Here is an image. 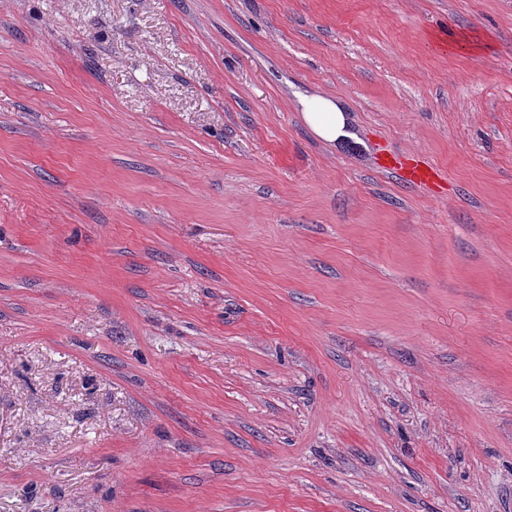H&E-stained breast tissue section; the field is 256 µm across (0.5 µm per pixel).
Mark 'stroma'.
<instances>
[{
	"label": "stroma",
	"mask_w": 512,
	"mask_h": 512,
	"mask_svg": "<svg viewBox=\"0 0 512 512\" xmlns=\"http://www.w3.org/2000/svg\"><path fill=\"white\" fill-rule=\"evenodd\" d=\"M0 512H512V0H0ZM303 119L319 139L335 143L352 138L350 117L342 106L332 97L320 94L305 95L299 98ZM381 166L388 170L402 171L404 176L414 184H428L436 179V172L433 168L419 164L406 167L396 157L388 158Z\"/></svg>",
	"instance_id": "obj_1"
}]
</instances>
